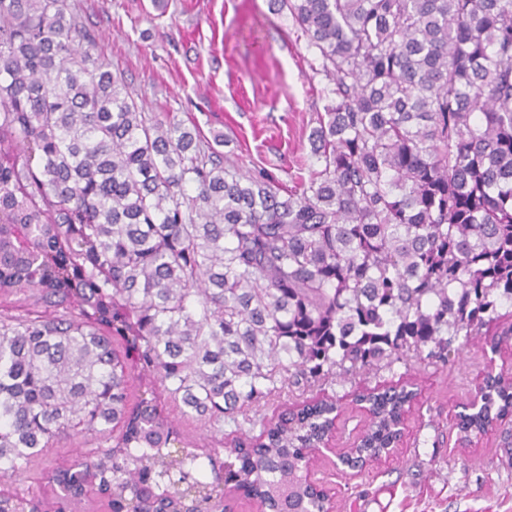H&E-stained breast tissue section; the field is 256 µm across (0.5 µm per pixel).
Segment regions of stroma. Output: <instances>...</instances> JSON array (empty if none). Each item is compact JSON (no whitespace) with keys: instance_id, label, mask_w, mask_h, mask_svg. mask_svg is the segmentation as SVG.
Returning a JSON list of instances; mask_svg holds the SVG:
<instances>
[{"instance_id":"stroma-1","label":"stroma","mask_w":512,"mask_h":512,"mask_svg":"<svg viewBox=\"0 0 512 512\" xmlns=\"http://www.w3.org/2000/svg\"><path fill=\"white\" fill-rule=\"evenodd\" d=\"M95 37L93 58L122 76L144 111L194 122L224 136L228 166L294 186L312 162L310 135L328 102V81L287 11L271 0H70ZM448 365L417 359L328 387L343 413L336 445H350L366 417L352 402L364 387L411 374L419 395L401 448L361 472L317 462L335 512H512V451L501 431L465 447L454 415L488 361L512 371V345L491 353L484 337L462 338Z\"/></svg>"}]
</instances>
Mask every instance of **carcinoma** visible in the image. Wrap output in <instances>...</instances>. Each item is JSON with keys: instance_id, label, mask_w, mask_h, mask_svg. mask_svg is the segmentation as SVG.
Listing matches in <instances>:
<instances>
[{"instance_id": "obj_1", "label": "carcinoma", "mask_w": 512, "mask_h": 512, "mask_svg": "<svg viewBox=\"0 0 512 512\" xmlns=\"http://www.w3.org/2000/svg\"><path fill=\"white\" fill-rule=\"evenodd\" d=\"M274 3L332 95L291 189L142 111L68 0H0V479L98 447L52 469L54 503L15 491L0 512H63L93 481L112 512L149 491L216 512L228 486L320 512L303 473L329 408L256 404L512 336V0ZM399 412L376 402L374 448Z\"/></svg>"}]
</instances>
